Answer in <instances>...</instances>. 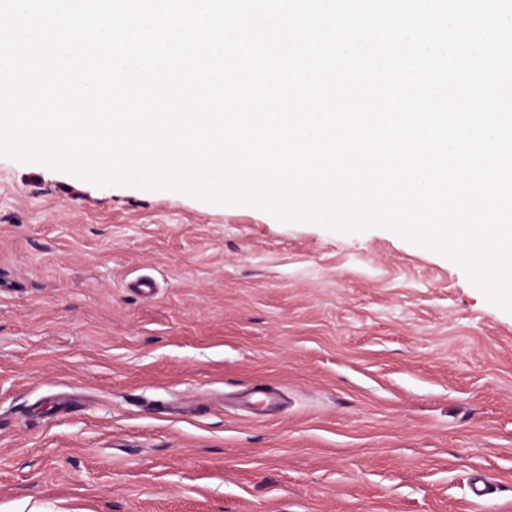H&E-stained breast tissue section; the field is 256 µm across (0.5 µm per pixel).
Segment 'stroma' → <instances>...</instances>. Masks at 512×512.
<instances>
[{
    "instance_id": "35a3bbf8",
    "label": "stroma",
    "mask_w": 512,
    "mask_h": 512,
    "mask_svg": "<svg viewBox=\"0 0 512 512\" xmlns=\"http://www.w3.org/2000/svg\"><path fill=\"white\" fill-rule=\"evenodd\" d=\"M0 512H512V314L383 229L0 159Z\"/></svg>"
}]
</instances>
